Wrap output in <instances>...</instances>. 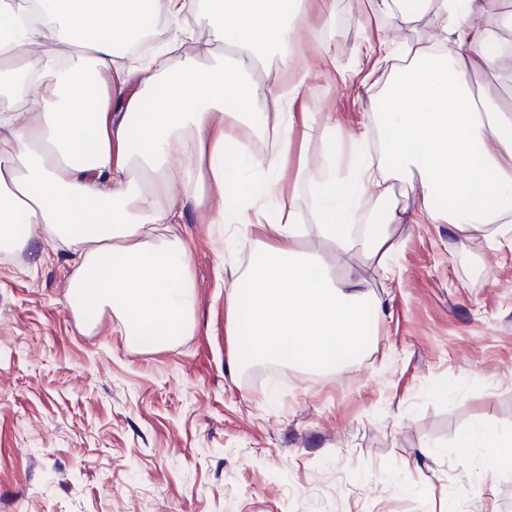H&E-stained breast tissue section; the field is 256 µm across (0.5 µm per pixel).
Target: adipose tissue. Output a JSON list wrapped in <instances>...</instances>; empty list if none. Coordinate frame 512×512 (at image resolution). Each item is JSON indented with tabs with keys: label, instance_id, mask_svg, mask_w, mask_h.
Returning a JSON list of instances; mask_svg holds the SVG:
<instances>
[{
	"label": "adipose tissue",
	"instance_id": "adipose-tissue-1",
	"mask_svg": "<svg viewBox=\"0 0 512 512\" xmlns=\"http://www.w3.org/2000/svg\"><path fill=\"white\" fill-rule=\"evenodd\" d=\"M30 2L0 0V251L66 253L72 301L93 292L87 320L111 310L127 335L148 332L156 347L186 335L192 250L177 225L192 212L220 227L248 214L262 258L246 272L229 269L232 348L332 372L371 344L381 307L299 240L316 238L334 256L361 250L393 276L406 222L399 184H419L421 223L491 238L512 223V103L498 99L512 84V70L500 68L512 56L501 36L512 29L506 0H371L364 33L425 13L439 32L416 40L398 66L388 45L366 54V66L390 68L392 78L387 107L371 106L383 116L379 148L348 182L302 162L289 188L288 148L296 128L315 121L294 109L310 77L293 69L304 0H209L205 12L197 0H38L46 11L38 23L27 19ZM215 17L217 41L251 59L276 57L294 80L246 77L210 49L176 66L160 46L134 60L124 52L145 23L191 42ZM85 71L94 83L76 81ZM157 81L165 103L144 111ZM258 131L271 139L262 153L252 149ZM304 185L317 204L308 221L298 203ZM177 188L185 207L173 204ZM20 220L40 235H16Z\"/></svg>",
	"mask_w": 512,
	"mask_h": 512
}]
</instances>
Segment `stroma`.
Wrapping results in <instances>:
<instances>
[{
    "mask_svg": "<svg viewBox=\"0 0 512 512\" xmlns=\"http://www.w3.org/2000/svg\"><path fill=\"white\" fill-rule=\"evenodd\" d=\"M368 0H312L332 14L319 39L298 24V102L316 115L305 155L318 168L336 131V175L374 147L369 102L385 71L360 68ZM189 239L195 326L156 349L112 314L94 328L68 301L65 257L0 259V512H512V243L407 224L380 283L361 252L335 276L381 303L373 346L331 373L250 360L224 334V267L206 225ZM481 424L492 467L464 463Z\"/></svg>",
    "mask_w": 512,
    "mask_h": 512,
    "instance_id": "35a3bbf8",
    "label": "stroma"
}]
</instances>
